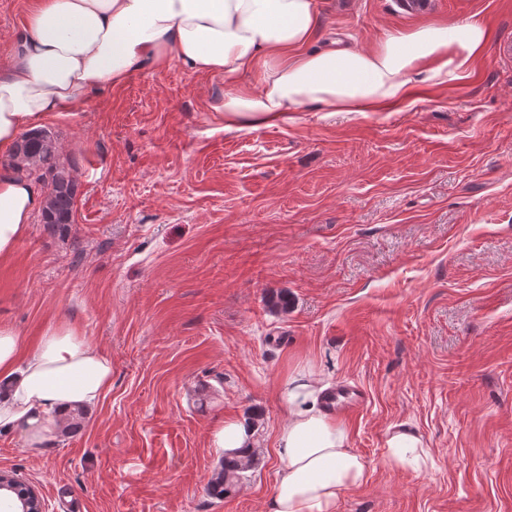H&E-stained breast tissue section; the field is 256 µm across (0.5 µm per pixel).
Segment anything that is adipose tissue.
<instances>
[{"mask_svg":"<svg viewBox=\"0 0 512 512\" xmlns=\"http://www.w3.org/2000/svg\"><path fill=\"white\" fill-rule=\"evenodd\" d=\"M318 25V0H38L14 38L9 70L0 72V156L14 155L23 130L147 65L176 61L234 81L217 106L224 126L256 129L287 122L306 105L386 111L409 100L416 82L462 79L489 43L486 27L466 20L390 34L374 51L333 45L311 51ZM254 72L258 87L240 85ZM43 207L35 181L0 169V259L14 253ZM111 383V359L75 327L49 328L28 347L12 326L0 324V432L22 433L28 447L51 440ZM329 387L310 363L278 386L286 419L268 512H336L342 491L366 477L348 429L323 404ZM211 444L231 455L255 447L256 430L228 418L213 430ZM385 446L391 468L417 472L428 464L422 436L406 426L396 427Z\"/></svg>","mask_w":512,"mask_h":512,"instance_id":"adipose-tissue-1","label":"adipose tissue"}]
</instances>
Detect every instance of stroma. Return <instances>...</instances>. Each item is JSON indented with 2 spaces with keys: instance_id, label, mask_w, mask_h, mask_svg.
Wrapping results in <instances>:
<instances>
[{
  "instance_id": "stroma-1",
  "label": "stroma",
  "mask_w": 512,
  "mask_h": 512,
  "mask_svg": "<svg viewBox=\"0 0 512 512\" xmlns=\"http://www.w3.org/2000/svg\"><path fill=\"white\" fill-rule=\"evenodd\" d=\"M33 0H0V70ZM311 49H376L393 31L472 18L491 34L460 81L385 112L228 130L222 75L133 72L44 130L79 185L73 222L33 218L0 260V324L38 340L68 323L112 360L76 435L0 470L45 512H266L281 463L279 383L313 363L362 388L347 420L367 478L337 512H512V0H318ZM288 296V310L270 296ZM255 416L256 464L233 496L206 486L214 426ZM430 462L384 461L398 425Z\"/></svg>"
}]
</instances>
